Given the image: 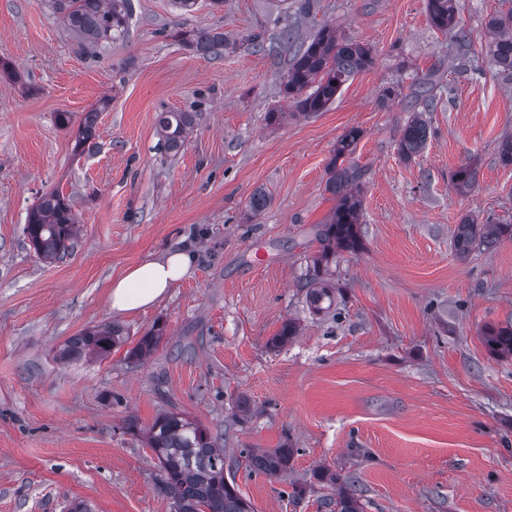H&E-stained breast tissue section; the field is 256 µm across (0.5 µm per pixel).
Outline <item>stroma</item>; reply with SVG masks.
<instances>
[{
	"label": "stroma",
	"mask_w": 512,
	"mask_h": 512,
	"mask_svg": "<svg viewBox=\"0 0 512 512\" xmlns=\"http://www.w3.org/2000/svg\"><path fill=\"white\" fill-rule=\"evenodd\" d=\"M133 4L128 33L93 55L50 0H0V512H173L144 438L165 412L220 437L224 476L254 512H324L322 470L350 481L363 512H512V357L483 339L512 325V240L464 259L454 245L464 215L512 224V80L489 65L485 28L512 0H460L465 48L430 25L427 0ZM325 27L368 44L373 63L299 115L281 35L307 44ZM200 29L225 34L222 56L175 37ZM427 77L432 111L381 104L385 86ZM96 107L97 136L77 146ZM164 110L194 115L172 153L158 147ZM419 112L431 134L405 160L398 140ZM352 127L362 246L337 255L334 304L316 312L304 283L335 205L327 167ZM465 164L477 181L461 193ZM52 190L79 231L46 262L23 228ZM258 190L268 204L254 214ZM175 247L193 254L189 275L155 305L112 312V280ZM289 320L297 336L273 346ZM112 322L124 335L110 355L58 360ZM158 326L156 352L129 359ZM257 448L293 449L287 478L249 472Z\"/></svg>",
	"instance_id": "stroma-1"
}]
</instances>
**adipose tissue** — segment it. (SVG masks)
Returning <instances> with one entry per match:
<instances>
[{
  "label": "adipose tissue",
  "mask_w": 512,
  "mask_h": 512,
  "mask_svg": "<svg viewBox=\"0 0 512 512\" xmlns=\"http://www.w3.org/2000/svg\"><path fill=\"white\" fill-rule=\"evenodd\" d=\"M192 263L193 256L188 251L171 250L134 265L110 287L112 310L123 313L153 305L188 274Z\"/></svg>",
  "instance_id": "obj_1"
}]
</instances>
